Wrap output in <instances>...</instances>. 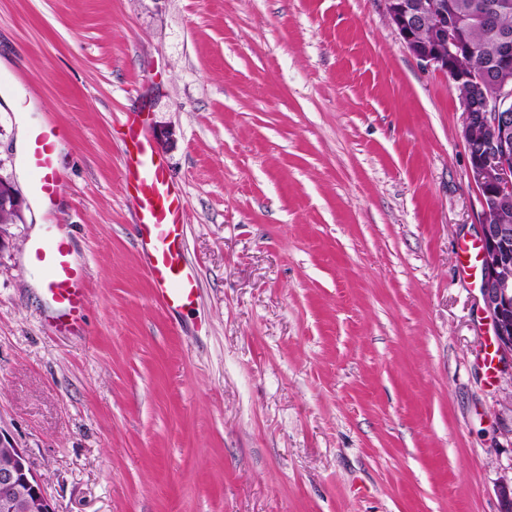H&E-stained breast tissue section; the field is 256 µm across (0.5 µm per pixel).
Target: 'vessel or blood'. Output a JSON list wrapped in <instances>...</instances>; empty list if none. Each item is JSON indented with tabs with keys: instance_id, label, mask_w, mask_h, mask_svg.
Segmentation results:
<instances>
[{
	"instance_id": "b4317fda",
	"label": "vessel or blood",
	"mask_w": 512,
	"mask_h": 512,
	"mask_svg": "<svg viewBox=\"0 0 512 512\" xmlns=\"http://www.w3.org/2000/svg\"><path fill=\"white\" fill-rule=\"evenodd\" d=\"M62 129L48 126L33 132L24 165L32 191L46 208H53L65 181L57 163ZM123 176L136 201L138 247L154 288L156 303L167 310L191 307L197 280L183 254L185 196L166 161L153 148L140 113H128L123 123ZM31 263L40 273L42 292L51 307V322L68 335L82 327L88 301L87 272L73 259L72 240L61 225L51 224L29 247Z\"/></svg>"
}]
</instances>
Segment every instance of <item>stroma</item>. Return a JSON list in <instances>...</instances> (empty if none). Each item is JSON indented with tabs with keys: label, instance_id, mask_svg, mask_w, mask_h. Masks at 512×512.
<instances>
[{
	"label": "stroma",
	"instance_id": "35a3bbf8",
	"mask_svg": "<svg viewBox=\"0 0 512 512\" xmlns=\"http://www.w3.org/2000/svg\"><path fill=\"white\" fill-rule=\"evenodd\" d=\"M16 109L63 126L48 224L88 271L55 332L0 224V446L57 512H499L512 378L487 361L461 100L383 0H0ZM144 113L187 195L196 303L153 300L122 178Z\"/></svg>",
	"mask_w": 512,
	"mask_h": 512
}]
</instances>
